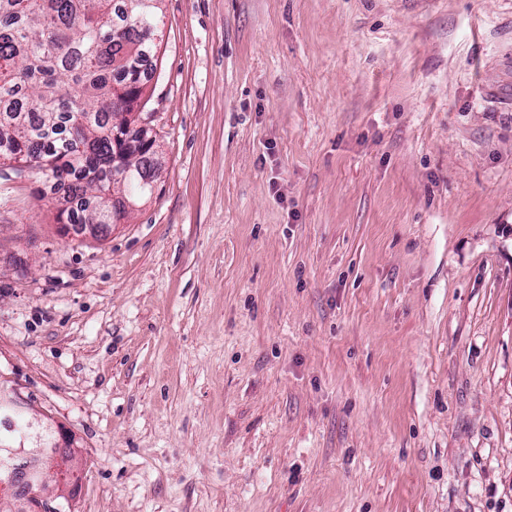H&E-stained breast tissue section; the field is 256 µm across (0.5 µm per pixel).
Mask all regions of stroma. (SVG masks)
I'll return each instance as SVG.
<instances>
[{"label": "stroma", "instance_id": "1", "mask_svg": "<svg viewBox=\"0 0 512 512\" xmlns=\"http://www.w3.org/2000/svg\"><path fill=\"white\" fill-rule=\"evenodd\" d=\"M101 240L0 165V393L67 512H512V0H162ZM136 166V176L126 184L130 191L128 199L131 201L136 195L143 196L152 190L151 182H154L156 168L153 154L146 152L141 156Z\"/></svg>", "mask_w": 512, "mask_h": 512}]
</instances>
